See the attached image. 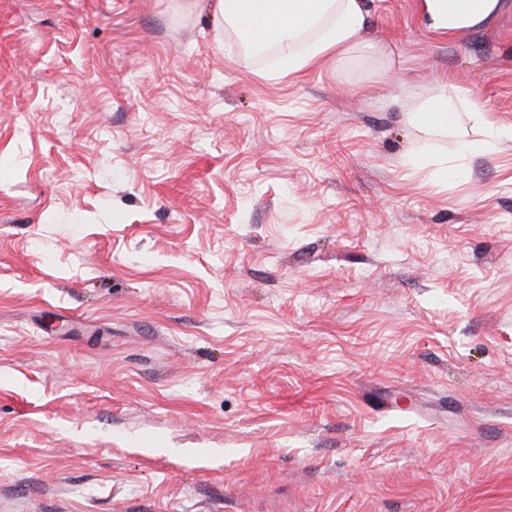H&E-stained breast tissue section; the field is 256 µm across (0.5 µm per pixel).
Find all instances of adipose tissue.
Wrapping results in <instances>:
<instances>
[{"mask_svg":"<svg viewBox=\"0 0 512 512\" xmlns=\"http://www.w3.org/2000/svg\"><path fill=\"white\" fill-rule=\"evenodd\" d=\"M216 24L235 27L241 45L253 54L273 51L274 70L296 77L314 66L342 63L360 44L367 26L365 0H211ZM501 0H480L465 8L461 0H423L429 28L458 36L490 22ZM454 98L447 90L411 114L427 131H445L457 123Z\"/></svg>","mask_w":512,"mask_h":512,"instance_id":"adipose-tissue-1","label":"adipose tissue"}]
</instances>
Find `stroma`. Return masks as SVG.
<instances>
[{
  "label": "stroma",
  "mask_w": 512,
  "mask_h": 512,
  "mask_svg": "<svg viewBox=\"0 0 512 512\" xmlns=\"http://www.w3.org/2000/svg\"><path fill=\"white\" fill-rule=\"evenodd\" d=\"M421 3L288 78L208 0H0V512H512V5ZM428 27L439 34L458 36L490 22L499 12L502 0H479L474 8L460 5L464 0H422ZM411 121L426 131H448L457 123L456 101L448 97V88L429 99L422 108L411 112ZM460 100L464 103L467 112L476 113L482 120L484 124L489 127V141L479 144L481 148L490 149L493 145L498 141L499 134L498 129L494 125V123L485 117L484 112H490L480 101L474 99L464 98L462 96H467L466 93H460Z\"/></svg>",
  "instance_id": "obj_1"
}]
</instances>
